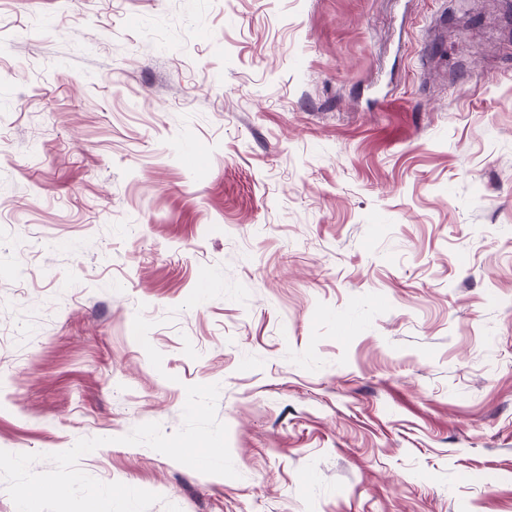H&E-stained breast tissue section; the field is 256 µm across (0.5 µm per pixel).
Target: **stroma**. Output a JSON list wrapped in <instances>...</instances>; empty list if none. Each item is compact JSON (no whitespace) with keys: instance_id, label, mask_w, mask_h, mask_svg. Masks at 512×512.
<instances>
[{"instance_id":"obj_1","label":"stroma","mask_w":512,"mask_h":512,"mask_svg":"<svg viewBox=\"0 0 512 512\" xmlns=\"http://www.w3.org/2000/svg\"><path fill=\"white\" fill-rule=\"evenodd\" d=\"M194 384L238 478L120 441ZM95 437L149 512H512V0H0V450Z\"/></svg>"}]
</instances>
